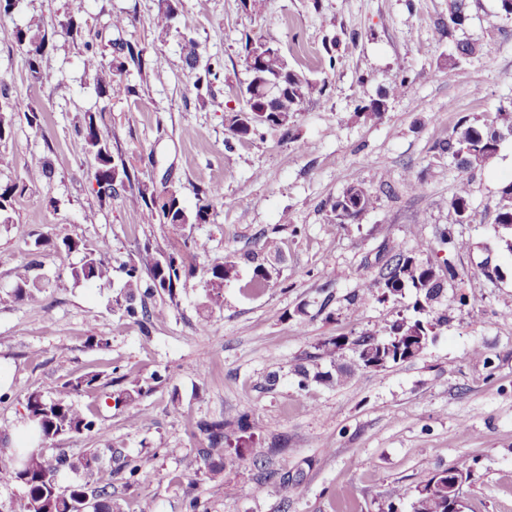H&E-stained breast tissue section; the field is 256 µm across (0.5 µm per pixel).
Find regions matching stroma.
Segmentation results:
<instances>
[{
  "mask_svg": "<svg viewBox=\"0 0 512 512\" xmlns=\"http://www.w3.org/2000/svg\"><path fill=\"white\" fill-rule=\"evenodd\" d=\"M466 19L449 26V0H180L177 21L188 27L201 60L219 59L224 75L205 101L193 90L180 36L161 37L153 25L159 0H85L82 21L105 61L113 46L131 43L160 57L147 77L124 75L135 95L105 98L83 67L84 49L61 28L71 0H21L0 14V185H16L0 217V373L9 375L0 401V446L11 447L26 426L29 394L55 380L89 372L109 382L113 368L168 380L124 407L103 395L75 396L96 415L90 434L62 435L51 448L78 456L112 446L93 481L111 483L116 512H185L188 495L207 512H412L403 488L435 471L469 469L462 512H512V250L495 222L501 188L512 182V136L484 166L461 171L435 146L460 122L482 124L512 101V18L499 0H465ZM123 16L122 27L112 25ZM38 21L50 44L42 67L52 80L32 82L25 48L13 32ZM281 47L289 64L324 84L304 102L290 137L265 130L227 147L228 119L243 106L248 80L246 39ZM494 40L492 56L456 60L460 41ZM335 65H328V58ZM411 84L393 88L401 76ZM387 97L382 120L361 108ZM40 114V128L27 122ZM94 116L113 155L135 168L132 183L100 202L94 161L74 130ZM52 174L30 179L37 160ZM470 182L471 220L458 223L450 205L460 178ZM374 189L372 208L336 223L332 201L353 181ZM422 190H410L411 182ZM222 185L224 200L204 224H145L140 187L175 192L194 211L199 191ZM447 233L469 240L470 251L439 244ZM281 242L266 256L273 279L263 293L244 294L252 256L265 237ZM111 246L112 279L101 286L70 276L81 252ZM187 238L208 250L174 296L148 299L160 317L142 325L112 308L123 293L125 264L144 244L170 253ZM419 248L437 266L468 270L464 287H446L434 305L448 322L418 356L377 370L356 369L340 387L299 390L296 364L334 336H357L394 321L414 300H350L376 277L394 243ZM236 274L224 283V303H206L209 268L224 260ZM33 263L43 285L39 303L14 297L15 272ZM207 322L199 332V322ZM96 333L105 348L89 347ZM482 356H475V349ZM150 415L137 420L138 411ZM247 415L249 434L269 453L262 465L238 460L210 476L196 423ZM139 461L146 480L126 484L122 458ZM300 474L299 484L288 475Z\"/></svg>",
  "mask_w": 512,
  "mask_h": 512,
  "instance_id": "obj_1",
  "label": "stroma"
}]
</instances>
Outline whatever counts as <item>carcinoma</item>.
Here are the masks:
<instances>
[{
  "mask_svg": "<svg viewBox=\"0 0 512 512\" xmlns=\"http://www.w3.org/2000/svg\"><path fill=\"white\" fill-rule=\"evenodd\" d=\"M178 14L177 0H166L159 9L154 25L162 34H168ZM63 26L76 39L83 41L85 59L84 69L92 75L98 92L103 97H115L129 94L132 89L120 81L122 72L132 67L142 74L158 65L159 60L146 58L144 49L130 43L116 44L117 57L105 64L96 45L83 39V26L79 13L66 16ZM186 43L185 62L189 69L202 68L196 75L194 89L197 98L208 95L215 82L221 79L224 67L218 62H206L199 66L196 43L188 34H182ZM15 40L28 47V65L32 80L47 83L52 76L44 71L40 64L46 47V35L33 32L32 26L18 28ZM496 43L483 44L459 42L457 53L467 58L477 53L490 55L495 51ZM245 63L249 80L243 91L245 105L235 112L229 121V131L234 139L244 143L252 140L265 128H278L288 131L292 113L299 110L303 101L322 96L324 86L310 79L302 70L289 67L281 50L267 42L247 41L245 44ZM512 135V104L498 109V120L483 125L466 122L457 124L438 145L440 154L447 155L458 162L467 171L487 163L497 152L499 141L504 133ZM75 135L84 153L95 161L94 178L98 185L99 198L111 199L116 193L115 186L131 181L130 170L121 159L112 155L108 136L98 126L93 116L81 127L75 129ZM470 190L468 182L460 181L457 191L451 199V206L461 219L471 217L469 211ZM142 201L141 221L152 223L159 220L167 224H204L214 206L223 201V194L216 187H209L200 193L195 213L190 215L180 205L173 192L165 195L150 194L139 190ZM373 204L372 189L362 181L351 183L331 204V214L339 223L354 219L366 212ZM495 222L505 229L512 230V182L500 191ZM63 245L69 251H81L80 264L70 269L71 277L76 281L106 284L110 281L111 267L104 260L109 251L103 242L94 249L84 247L79 241L67 239ZM206 252L203 243L192 240L184 242V251L175 256L161 255L145 245L137 259L125 266L127 280L124 297L114 300L116 309L122 315L134 318L141 324H147L161 315L159 311H150L147 306L136 307L133 304L136 293L146 296L163 292L172 297L182 279L193 273L186 259H194ZM32 265H23L17 272L15 298L36 304L40 301L42 288L37 278L31 276ZM448 278L440 275L434 264L418 259L412 250L400 245L393 246V254L381 268L378 276L363 283L362 291L378 293L381 298H397L410 290L415 294L413 313L382 327L371 330L355 338L336 336L325 340L318 350L321 355L336 361L339 353L345 349L352 351L355 363L362 369H378L390 363L405 361L417 356L426 346L435 340L436 329L441 320L421 318L432 302L445 290V283L460 285L466 273L449 264L445 267ZM235 264L230 260L214 264L209 269L206 298L211 306L223 301L224 281L233 276ZM147 274L149 282H143L142 274ZM272 271L264 264L254 267L252 279L246 284L249 291H259L269 286ZM300 377L299 387L305 388L315 382L324 385H342L350 372L336 367L335 372L309 371L304 366L295 369ZM100 390V374L90 372L74 379L57 381L49 386V395L32 393L26 400L27 424L39 434L40 442L46 443L63 434H83L91 432L96 426L93 412L77 406L71 396L78 393L96 394ZM145 392L141 380L134 377L128 380V387L117 395L106 394V398L115 404L128 403ZM222 420L201 422L197 428L207 436L208 447L200 449L208 471L216 476L224 470V458L228 448L238 459H249L255 465L261 464L266 456L264 449L256 446L252 437L239 436L236 440L228 438ZM100 455L91 451L76 457L63 452H50L41 447L23 458L13 454L0 453V482L15 484L21 491L12 494L5 504V512H79L85 495H90L92 512H113L112 484L88 481H74L66 487L59 486L58 477L64 470L75 474L93 475L98 469ZM468 480V470L462 465L444 469L432 476L424 485L406 488L400 493L403 498H413V512H454L455 499L463 496Z\"/></svg>",
  "mask_w": 512,
  "mask_h": 512,
  "instance_id": "cac0c4a2",
  "label": "carcinoma"
}]
</instances>
